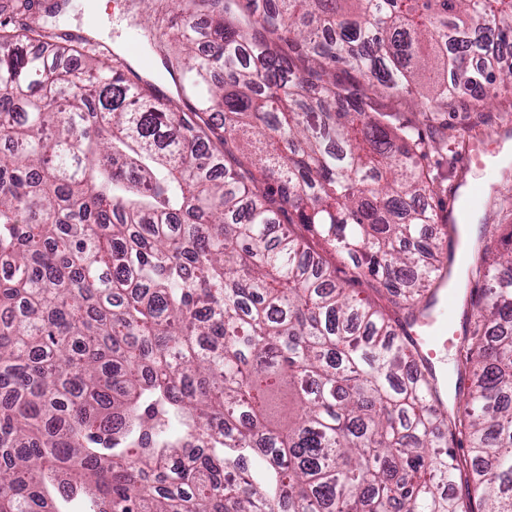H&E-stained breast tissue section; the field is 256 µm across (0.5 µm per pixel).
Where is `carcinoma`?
Masks as SVG:
<instances>
[{
  "instance_id": "carcinoma-1",
  "label": "carcinoma",
  "mask_w": 512,
  "mask_h": 512,
  "mask_svg": "<svg viewBox=\"0 0 512 512\" xmlns=\"http://www.w3.org/2000/svg\"><path fill=\"white\" fill-rule=\"evenodd\" d=\"M161 3L186 110L0 7V512H512V231L467 245L450 407L400 336L440 146L376 105L512 101L473 64L512 0Z\"/></svg>"
}]
</instances>
